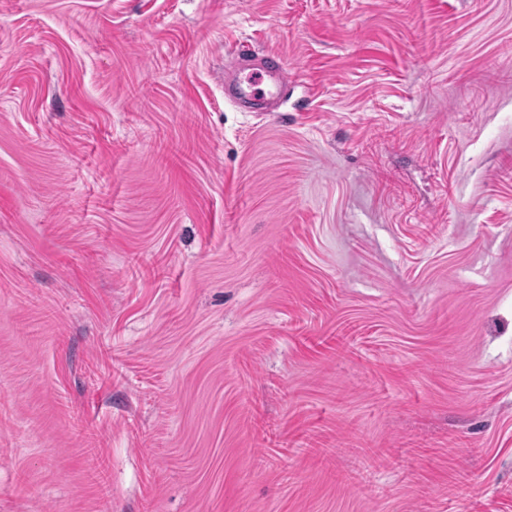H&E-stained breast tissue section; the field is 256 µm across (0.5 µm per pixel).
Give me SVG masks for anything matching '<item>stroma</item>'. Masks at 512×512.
<instances>
[{
  "instance_id": "35a3bbf8",
  "label": "stroma",
  "mask_w": 512,
  "mask_h": 512,
  "mask_svg": "<svg viewBox=\"0 0 512 512\" xmlns=\"http://www.w3.org/2000/svg\"><path fill=\"white\" fill-rule=\"evenodd\" d=\"M0 512H512V0H0ZM232 58L238 68L247 73L242 80L224 79V98L239 106L274 112L276 102L292 83L281 58L266 51L260 55L245 45L234 51Z\"/></svg>"
}]
</instances>
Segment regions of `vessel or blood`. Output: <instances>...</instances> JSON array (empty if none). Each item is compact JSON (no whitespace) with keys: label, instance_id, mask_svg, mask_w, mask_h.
Here are the masks:
<instances>
[{"label":"vessel or blood","instance_id":"obj_1","mask_svg":"<svg viewBox=\"0 0 512 512\" xmlns=\"http://www.w3.org/2000/svg\"><path fill=\"white\" fill-rule=\"evenodd\" d=\"M232 58L245 77L225 82V98L243 107L273 111L292 83L280 57L270 52L259 54L244 46L234 51Z\"/></svg>","mask_w":512,"mask_h":512}]
</instances>
